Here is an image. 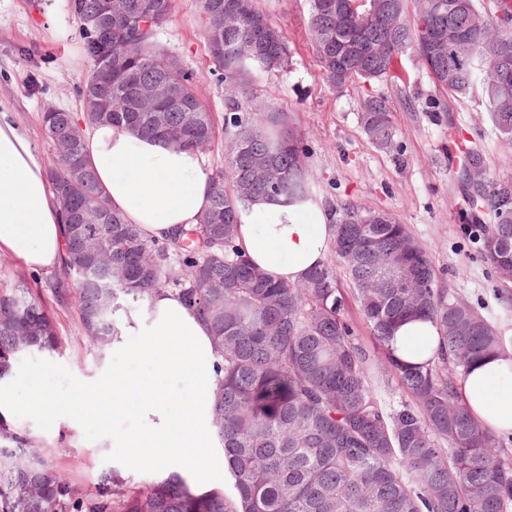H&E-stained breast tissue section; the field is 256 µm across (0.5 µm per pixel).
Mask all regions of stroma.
<instances>
[{"instance_id":"1","label":"stroma","mask_w":512,"mask_h":512,"mask_svg":"<svg viewBox=\"0 0 512 512\" xmlns=\"http://www.w3.org/2000/svg\"><path fill=\"white\" fill-rule=\"evenodd\" d=\"M51 2L52 16L42 5ZM66 0H0V110L27 136L44 162H51L50 142L42 123L45 108L78 113L85 64L77 26ZM260 6L288 42L289 65L258 73L252 95L272 111L287 113L307 144V164L316 199L328 210L352 200L389 212L429 252L440 285L479 306L512 346V301L503 298L481 262L474 244L463 235L467 204L456 172L448 166V128L466 130L484 152L487 171L498 176L511 168L512 145L494 131L480 93L451 97L436 89L413 56H405L403 80L351 83L336 88L321 74L308 31L309 0H260ZM199 0H175L171 20L160 31L162 45L193 74L201 100L216 118H223L229 94L212 63L202 37ZM386 99L396 127L387 151L373 148L358 123L359 103L366 95ZM440 101L448 125L430 119L426 103ZM64 347L59 355H26L19 373L48 371L49 390L59 398L94 383L106 365L127 368L128 362H107L86 342L76 306L53 305ZM11 421L48 445L61 473L75 487L96 483L111 469L112 453L97 441L95 427L69 429L36 423L26 408Z\"/></svg>"}]
</instances>
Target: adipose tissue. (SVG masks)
Here are the masks:
<instances>
[{
  "mask_svg": "<svg viewBox=\"0 0 512 512\" xmlns=\"http://www.w3.org/2000/svg\"><path fill=\"white\" fill-rule=\"evenodd\" d=\"M86 161L103 193L128 223L147 237L165 240L198 224L211 194L201 154L127 129L97 125L86 134ZM335 226L322 203H283L258 198L236 208V244L269 278L293 284L321 265ZM0 253L32 271L49 272L63 259L64 234L47 169L30 141L0 113ZM118 336L109 355L150 365V374L104 371L96 383L63 400L43 392L40 372L0 387V417L11 418L22 398L38 391L28 410L40 422L78 428L101 426L100 441L113 448L119 472L148 471L175 478L192 495L223 489L224 450L211 427L222 377L211 332L175 294L159 291L145 302L127 299L116 313ZM440 344L430 321L413 318L392 332L391 348L408 364L426 361ZM463 403L479 423L512 432V348L474 363L462 380ZM130 418L135 430L114 425Z\"/></svg>",
  "mask_w": 512,
  "mask_h": 512,
  "instance_id": "adipose-tissue-1",
  "label": "adipose tissue"
}]
</instances>
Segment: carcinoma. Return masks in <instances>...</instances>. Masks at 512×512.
<instances>
[{
  "label": "carcinoma",
  "instance_id": "obj_1",
  "mask_svg": "<svg viewBox=\"0 0 512 512\" xmlns=\"http://www.w3.org/2000/svg\"><path fill=\"white\" fill-rule=\"evenodd\" d=\"M112 0V27L131 23L141 34L105 41L84 27L101 0H67L86 72L83 112L43 113L54 149L47 171L64 226L59 304L75 301L89 345L104 354L118 334L115 313L126 296L160 290L182 297L208 323L224 363L212 427L223 445L237 497H196L174 481L138 488L115 471L100 473L92 493L56 470L31 432L0 417V512H512V450L481 426L458 393L468 367L504 349L501 332L474 306L436 284L425 248L391 214L344 200L327 260L297 284L275 282L250 266L235 242L238 203L255 197L312 199L308 148L285 117L255 98L228 100L224 168L211 174L209 208L200 222L170 241L145 236L112 210L85 159V135L110 124L163 138L198 152L216 137L213 114L192 77L157 41L173 0ZM375 0H311L309 35L323 77L342 88L356 80L401 79L412 52L435 87L465 97L481 90L501 139L512 143V29L495 13L512 0H384L392 26L373 17ZM206 26L224 29L208 53L224 82L242 87L258 72L289 63L288 44L258 0H200ZM140 85L170 94L155 101L159 119L135 105ZM359 124L369 144L390 148L395 126L387 101L367 96ZM74 155L69 177L58 160ZM259 159L282 172L279 188L253 175ZM473 224L462 227L483 263L505 281L512 274V176L468 190ZM89 209L102 224H73ZM343 269L375 342L372 357L346 316L338 278ZM422 316L441 342L421 365L391 351L393 328ZM62 342L48 301L26 285L0 290V383L31 351L52 355ZM395 380L405 398L387 403L374 374Z\"/></svg>",
  "mask_w": 512,
  "mask_h": 512
}]
</instances>
